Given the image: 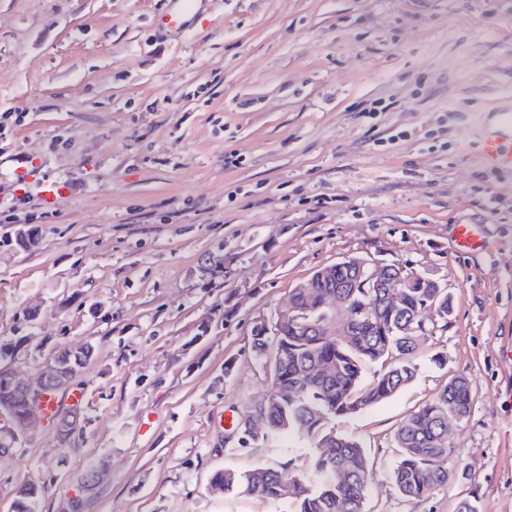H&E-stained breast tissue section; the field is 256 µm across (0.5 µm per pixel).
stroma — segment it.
Returning a JSON list of instances; mask_svg holds the SVG:
<instances>
[{"mask_svg":"<svg viewBox=\"0 0 512 512\" xmlns=\"http://www.w3.org/2000/svg\"><path fill=\"white\" fill-rule=\"evenodd\" d=\"M166 6L0 0V177L27 153L71 184L55 208L33 194L0 212V340L30 325L22 375L43 351L95 347L79 439L43 421L0 453V512L26 483L43 512L75 497L81 512H294L210 480L309 475L295 436H233L270 383L251 328L354 256L428 274L453 305L425 315L416 378L336 422L368 455L366 512H512V172L481 158L512 105V0H202L158 35ZM460 224L480 253L458 250ZM456 376L472 393L448 433L463 470L403 498L395 430Z\"/></svg>","mask_w":512,"mask_h":512,"instance_id":"1","label":"stroma"}]
</instances>
